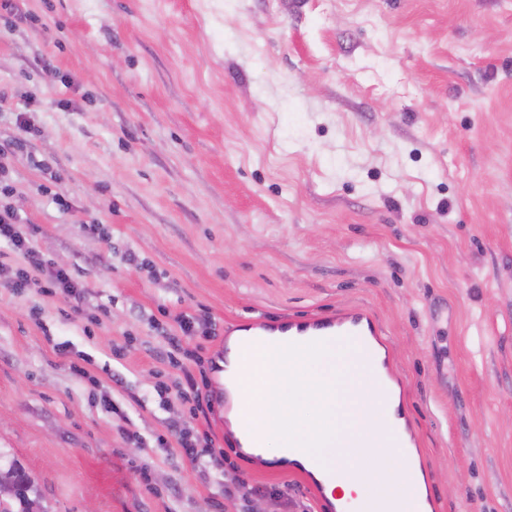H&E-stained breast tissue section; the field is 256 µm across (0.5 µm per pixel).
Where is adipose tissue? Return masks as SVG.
<instances>
[{"label": "adipose tissue", "mask_w": 512, "mask_h": 512, "mask_svg": "<svg viewBox=\"0 0 512 512\" xmlns=\"http://www.w3.org/2000/svg\"><path fill=\"white\" fill-rule=\"evenodd\" d=\"M241 336L230 340L242 371L233 384L242 406L229 415L232 431L249 421L266 459L300 461L333 505L359 497L389 498L394 512H415L426 488L419 471H411L403 489L390 490L393 468L384 464L348 478L327 480L328 469L343 468L364 449L382 448L391 439L387 425L375 418L374 395L381 389L374 362L362 345L348 339L316 342L305 338L291 353L276 357L266 349L240 352Z\"/></svg>", "instance_id": "ef3b65f1"}]
</instances>
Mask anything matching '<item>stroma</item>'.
Listing matches in <instances>:
<instances>
[{
  "label": "stroma",
  "instance_id": "obj_1",
  "mask_svg": "<svg viewBox=\"0 0 512 512\" xmlns=\"http://www.w3.org/2000/svg\"><path fill=\"white\" fill-rule=\"evenodd\" d=\"M12 3L0 208L84 287L6 288L0 243V467L39 512H331L243 453L216 369L241 327L358 310L433 512H512V0ZM183 376H184V384L181 389L177 390L176 396L183 401L186 402H193L194 407L197 410H203V402L207 399V397H204L202 393L200 392L199 388L196 385V382L194 380V377L189 369L184 368L183 369ZM193 408V410H195Z\"/></svg>",
  "mask_w": 512,
  "mask_h": 512
}]
</instances>
